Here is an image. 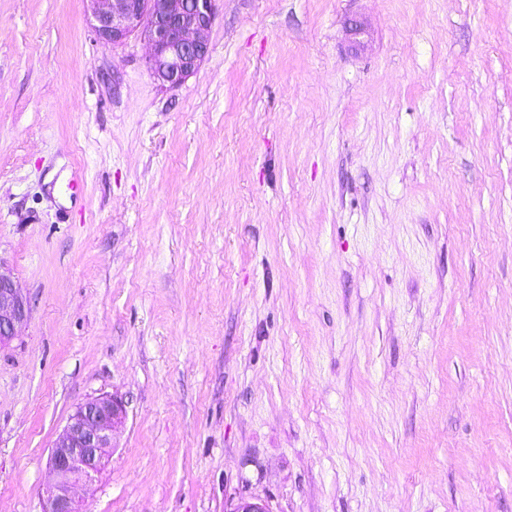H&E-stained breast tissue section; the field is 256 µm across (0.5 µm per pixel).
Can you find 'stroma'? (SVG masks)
<instances>
[{
    "instance_id": "35a3bbf8",
    "label": "stroma",
    "mask_w": 512,
    "mask_h": 512,
    "mask_svg": "<svg viewBox=\"0 0 512 512\" xmlns=\"http://www.w3.org/2000/svg\"><path fill=\"white\" fill-rule=\"evenodd\" d=\"M181 86L0 0V512H512V0H219ZM30 306L11 272L0 262V348L21 336L28 322ZM125 419V405L114 394L75 406L51 448L48 466L53 481L43 512H82L76 489L102 470L114 434Z\"/></svg>"
}]
</instances>
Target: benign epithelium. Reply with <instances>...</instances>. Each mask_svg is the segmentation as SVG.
Returning a JSON list of instances; mask_svg holds the SVG:
<instances>
[{
    "instance_id": "benign-epithelium-1",
    "label": "benign epithelium",
    "mask_w": 512,
    "mask_h": 512,
    "mask_svg": "<svg viewBox=\"0 0 512 512\" xmlns=\"http://www.w3.org/2000/svg\"><path fill=\"white\" fill-rule=\"evenodd\" d=\"M86 21L95 37L120 45L130 37L150 49L147 69L162 87L175 88L194 75L209 47L205 34L217 0H85ZM30 306L9 270L0 263V348L21 335ZM126 419L121 398L100 395L77 404L51 448L53 481L44 512H82L76 489L105 465L114 434ZM232 512H271L260 498L239 502Z\"/></svg>"
}]
</instances>
